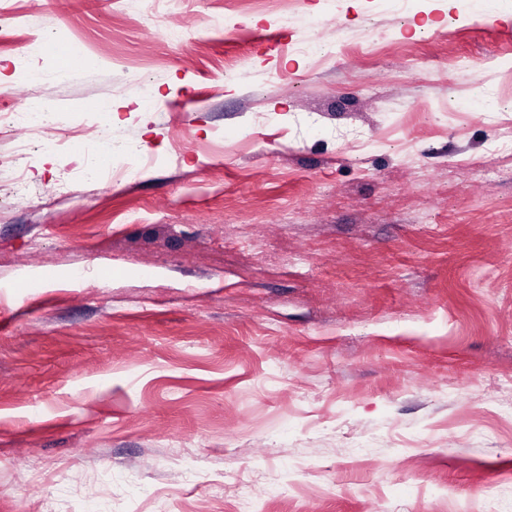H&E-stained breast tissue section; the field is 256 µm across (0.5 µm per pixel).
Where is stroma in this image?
<instances>
[{
	"label": "stroma",
	"mask_w": 512,
	"mask_h": 512,
	"mask_svg": "<svg viewBox=\"0 0 512 512\" xmlns=\"http://www.w3.org/2000/svg\"><path fill=\"white\" fill-rule=\"evenodd\" d=\"M8 3L0 512H512L502 0Z\"/></svg>",
	"instance_id": "stroma-1"
}]
</instances>
